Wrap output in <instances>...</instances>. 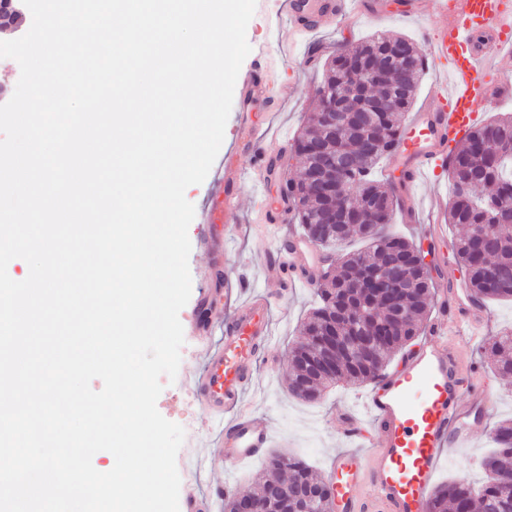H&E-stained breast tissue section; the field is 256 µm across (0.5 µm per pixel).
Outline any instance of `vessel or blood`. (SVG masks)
I'll return each instance as SVG.
<instances>
[{
	"mask_svg": "<svg viewBox=\"0 0 512 512\" xmlns=\"http://www.w3.org/2000/svg\"><path fill=\"white\" fill-rule=\"evenodd\" d=\"M353 3L289 0L288 19L310 34L353 18ZM428 4L437 25L425 42V58L435 61L441 73L434 94L413 114L396 149L403 172L400 188L405 193L436 172L449 150L479 124L478 104H496L498 95L488 82V69H495L499 83H512V0H428ZM241 86L237 149L255 157L252 174L265 187L281 142L259 119L267 104L260 58H253ZM241 186L242 173L231 165L213 181L211 194L223 202L225 213L233 212ZM215 222L213 214H205L201 235L213 270L220 267L225 247ZM271 250L288 256L278 265L273 287L311 282L318 260L304 236L275 241ZM237 285L246 299L225 322L219 342L199 343L202 368L191 385L193 400L219 428L217 453L230 468L255 459L272 445L268 418L244 408L259 352L272 340L268 301L264 294L252 291L247 279H238ZM222 297V289L211 292L197 310L195 329L212 331ZM437 304L441 317L429 328L424 343L367 392V424L355 419L347 430L361 449H375L376 465L365 469L361 449L345 450L336 454L325 471V480L337 489L335 512H429L445 456L471 445L475 433L471 417L485 399L487 384L463 378L459 357L443 334L454 324L461 335H468L476 318L484 317L485 308L445 275L440 278ZM364 485L369 486L370 495L360 502L354 494Z\"/></svg>",
	"mask_w": 512,
	"mask_h": 512,
	"instance_id": "vessel-or-blood-1",
	"label": "vessel or blood"
}]
</instances>
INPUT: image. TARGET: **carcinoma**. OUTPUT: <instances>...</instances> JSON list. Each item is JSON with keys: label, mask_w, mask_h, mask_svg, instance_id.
<instances>
[{"label": "carcinoma", "mask_w": 512, "mask_h": 512, "mask_svg": "<svg viewBox=\"0 0 512 512\" xmlns=\"http://www.w3.org/2000/svg\"><path fill=\"white\" fill-rule=\"evenodd\" d=\"M400 46L413 47L415 42L402 36L377 34L356 45H343L336 50L328 65L324 81L316 88L317 104L308 125L294 141L299 160V179L287 182L288 200L304 236L323 230L326 248L358 237L367 242L364 249L336 256L332 273L320 275L317 288L319 304L303 325L304 339L290 350L291 375L289 390L304 401L321 398L326 387L341 380L365 383L377 380L393 354L409 345L421 332L432 296L428 268L419 265V246L404 237L386 231L393 223L395 199L391 191L370 175L385 157L394 155L404 137L400 121L415 95V81L425 71L424 56L405 82L383 84L360 72L367 64L375 72L393 68V56ZM354 86L355 101L370 108L373 129L370 135L350 121L339 145L344 164L339 175L346 185L347 196L336 200L316 189L308 180L314 166V152L335 143V133L326 120V90ZM448 175L454 204L448 206L447 222L463 229L456 239L452 257L471 269L467 286L471 295L483 303L490 299L511 298L512 288L490 283L489 270L512 278V216L495 217L485 207L488 195L512 203V113L503 114L471 130L448 160ZM471 183V193L458 196L459 184ZM500 226L484 240L473 237L477 224ZM399 249L406 259L404 274L415 282L409 294L410 308L401 312L396 334L369 354L357 351L359 342L390 317V312L375 294L361 293L351 298L358 308V320L348 324L340 319L345 308L343 288L357 275L380 272L385 258ZM489 359L495 371L512 376V331L493 337L488 343ZM493 448L482 460L488 474L480 487L466 479H456L438 486L432 493L430 512H448L464 501L470 512H512V491L497 484L499 476L512 471V419L499 422L492 429ZM266 465L271 476L250 488V493L263 499L267 512H289L296 507L297 496L312 492L318 495L314 512H332L334 488L321 491L324 482L304 459L279 453L268 456Z\"/></svg>", "instance_id": "carcinoma-1"}]
</instances>
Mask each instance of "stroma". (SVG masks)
Segmentation results:
<instances>
[{
  "label": "stroma",
  "instance_id": "obj_1",
  "mask_svg": "<svg viewBox=\"0 0 512 512\" xmlns=\"http://www.w3.org/2000/svg\"><path fill=\"white\" fill-rule=\"evenodd\" d=\"M371 2L374 6L372 12L359 15L348 24L328 26L316 32V44L311 47L306 40H290L288 22L284 18V0H256L255 13L247 26L246 36L251 48L263 52L267 95L273 103L272 109L264 114L265 121L272 132L283 139L286 147L278 157L273 187L263 194L252 186H245L237 201L239 222L228 228L231 239L226 265L237 274L245 275L254 287H263L277 274L276 265L264 256L267 243L262 238L265 210L261 199L265 196L276 198L277 184L298 177V160L291 147L316 106L314 91L321 84L327 64L337 47L378 33L416 40L422 28L435 23L434 17L426 12L417 17L397 14V0ZM209 188V183L205 182L190 186L187 193L197 218L191 222L188 230L191 242V295L179 312L184 344L176 377L161 380L163 390L156 407L165 419L184 428L185 445L194 446L196 454L202 455L203 460L197 469L200 492L208 493L212 485L224 480L242 493L256 479L264 476V459L233 469L226 468L215 451L218 431L211 425L206 413L193 405L189 394L190 375L201 365L192 331L194 313L209 288L225 282L224 274L220 271L207 278L202 275L208 257L200 244L198 217L205 210L217 206L209 195ZM451 191L447 174L440 172L430 175L409 199L414 217L396 212L391 232L403 235L422 247L433 248L434 243L423 219L435 200L449 197ZM317 303L315 289L301 283L271 298L273 340L265 357L258 360L255 372L257 390L250 394L248 401L254 411L267 415L275 450L303 457L316 472L321 473L337 452L349 448L340 416L359 408L364 387L341 381L328 388L322 398L313 403L301 401L289 391L288 352L299 337L303 319ZM487 311L488 317L481 323L477 338H462L453 334L448 337L449 342L457 348L464 374L491 379L493 390L480 412L481 420L471 447L444 461L437 477L441 484L459 478L469 479L477 485L483 484L486 475L480 467V460L492 446L490 432L498 421L512 418V378L496 374L484 353L492 337L504 330H512V300L488 302Z\"/></svg>",
  "mask_w": 512,
  "mask_h": 512
}]
</instances>
